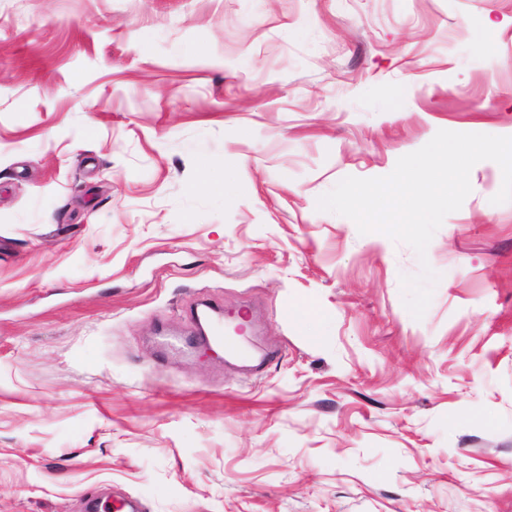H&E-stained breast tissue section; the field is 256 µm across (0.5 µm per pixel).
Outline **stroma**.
<instances>
[{
	"instance_id": "1",
	"label": "stroma",
	"mask_w": 512,
	"mask_h": 512,
	"mask_svg": "<svg viewBox=\"0 0 512 512\" xmlns=\"http://www.w3.org/2000/svg\"><path fill=\"white\" fill-rule=\"evenodd\" d=\"M474 128L512 0H0V512H512L500 167L422 258L317 208ZM204 299L261 373L178 347ZM85 508L87 512H136L137 502L130 497L113 499L110 503H102L96 496L87 499Z\"/></svg>"
}]
</instances>
